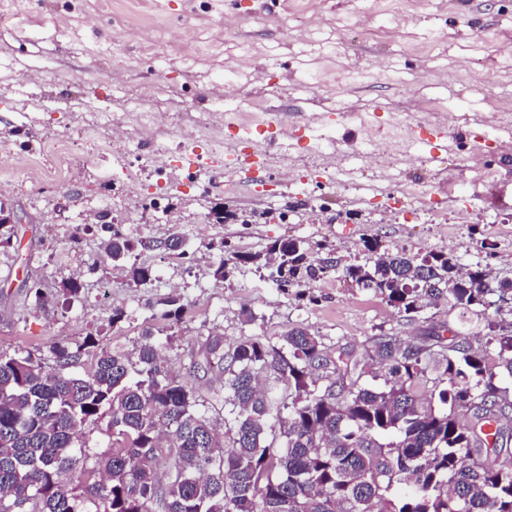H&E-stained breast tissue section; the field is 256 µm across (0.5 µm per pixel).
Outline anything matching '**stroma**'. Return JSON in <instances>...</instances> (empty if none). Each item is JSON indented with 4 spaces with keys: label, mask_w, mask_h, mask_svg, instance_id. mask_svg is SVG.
<instances>
[{
    "label": "stroma",
    "mask_w": 512,
    "mask_h": 512,
    "mask_svg": "<svg viewBox=\"0 0 512 512\" xmlns=\"http://www.w3.org/2000/svg\"><path fill=\"white\" fill-rule=\"evenodd\" d=\"M23 8L0 20V199L24 218L17 240L0 249V351L44 357L50 342L101 326L105 345L128 352L147 301L175 293L188 312L166 351L169 366L207 394L220 391L221 373L192 363L203 360L211 336L228 345L245 336L272 340L299 325L359 352L382 331L409 337L430 323L458 328L446 305L428 309V321L411 320L337 276L303 295L278 291L250 264L214 278L213 261L262 253L288 236L348 263L374 239L414 254L443 249L464 266L485 260L497 277L512 278V147L483 117L493 106L512 118V0H424L403 22L373 0H24ZM351 29L360 34L353 47ZM144 84L153 97L131 105L129 91ZM228 92L235 101L224 116L225 152L240 151L235 124L248 112L252 142L268 151L261 173L236 172L239 192L225 193L220 165L203 181L182 178L165 189L152 176L133 189L116 186L83 166L40 188L10 165L38 153L48 129L101 111L161 113L171 141H182L179 114L213 111ZM426 100L449 102L451 121L420 115ZM333 111L336 152L296 164V154L316 152L311 131ZM358 114L392 132L411 126V154L396 170L350 159L363 136ZM442 140L447 152L421 163ZM476 163L499 182L470 183ZM451 179L454 201L442 192ZM46 194L55 200L49 211ZM91 210L116 224L136 218L132 263L108 259L99 231L71 236ZM173 232L183 236L184 253L146 248ZM134 263L156 270L149 287L134 284ZM70 276L84 290L68 313L35 307L31 289L58 288ZM117 308L127 317L109 326Z\"/></svg>",
    "instance_id": "obj_1"
}]
</instances>
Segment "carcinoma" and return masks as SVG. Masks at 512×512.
I'll list each match as a JSON object with an SVG mask.
<instances>
[{
  "instance_id": "1",
  "label": "carcinoma",
  "mask_w": 512,
  "mask_h": 512,
  "mask_svg": "<svg viewBox=\"0 0 512 512\" xmlns=\"http://www.w3.org/2000/svg\"><path fill=\"white\" fill-rule=\"evenodd\" d=\"M106 254L121 262L134 243L103 224ZM341 264L310 256L306 242L275 241L263 254L234 255L267 272L278 289L306 288L330 273L419 317L445 301L463 325L478 318L477 346L432 327L418 340L393 333L363 352L301 326L280 345L244 337L209 342L224 363V432L208 400L174 374L160 327L142 330L131 353L93 333L54 342V366L25 349L0 352V512H512V470L485 467L488 448L512 458V328L495 322L488 265L466 270L444 250L405 249ZM160 319L188 311L177 294ZM106 437L94 452L79 428ZM169 459L159 484L157 465Z\"/></svg>"
}]
</instances>
